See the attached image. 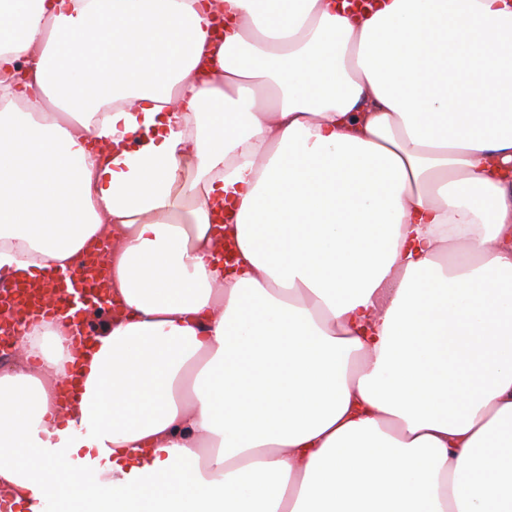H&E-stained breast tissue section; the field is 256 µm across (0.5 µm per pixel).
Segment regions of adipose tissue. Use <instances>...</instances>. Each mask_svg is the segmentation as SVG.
Wrapping results in <instances>:
<instances>
[{"label":"adipose tissue","instance_id":"obj_1","mask_svg":"<svg viewBox=\"0 0 512 512\" xmlns=\"http://www.w3.org/2000/svg\"><path fill=\"white\" fill-rule=\"evenodd\" d=\"M509 164L512 0H0V277L105 243L123 310L19 326L0 485L512 512Z\"/></svg>","mask_w":512,"mask_h":512}]
</instances>
